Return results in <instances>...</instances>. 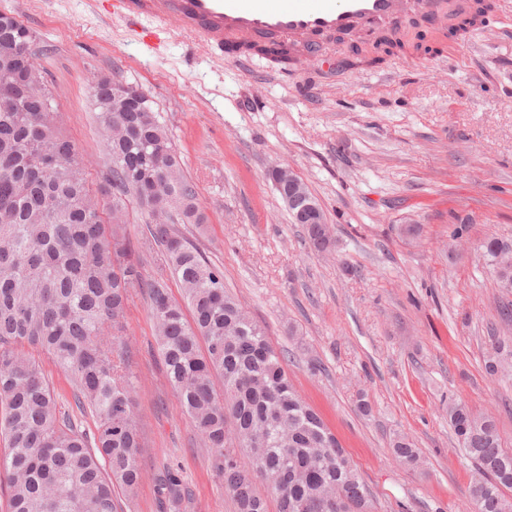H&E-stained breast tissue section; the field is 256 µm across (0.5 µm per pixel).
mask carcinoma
I'll return each instance as SVG.
<instances>
[{
	"mask_svg": "<svg viewBox=\"0 0 512 512\" xmlns=\"http://www.w3.org/2000/svg\"><path fill=\"white\" fill-rule=\"evenodd\" d=\"M33 32L14 21L0 32V454L7 512H118L117 494L142 478L137 386L123 347L128 303L147 294L166 378L202 447L232 494L237 512H268L255 491L264 479L277 512H372L366 489L345 449L294 388L284 355L224 290V273L177 228L202 224L203 211L181 159L155 113L115 96L96 97L107 168L102 183L115 199H99L76 144L54 112L38 71ZM436 46L383 38L359 64H380L398 52ZM167 213L147 225V242L166 256L170 276L147 278L131 246L128 203ZM322 223L303 225L317 251L333 244ZM497 278L512 280V240L481 245ZM178 281L181 298L171 294ZM501 367L506 339L492 338ZM61 371L72 403L62 409L47 367ZM459 451L474 470L468 488L475 512H512V450L502 447L496 418L466 404L448 405ZM91 419L94 427L83 422ZM252 455V469L237 449ZM395 459L419 464L406 437L392 441ZM157 512H186L191 490L179 466L154 477Z\"/></svg>",
	"mask_w": 512,
	"mask_h": 512,
	"instance_id": "1",
	"label": "carcinoma"
}]
</instances>
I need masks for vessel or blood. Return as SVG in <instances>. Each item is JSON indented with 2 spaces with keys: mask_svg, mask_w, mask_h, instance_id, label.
<instances>
[{
  "mask_svg": "<svg viewBox=\"0 0 512 512\" xmlns=\"http://www.w3.org/2000/svg\"><path fill=\"white\" fill-rule=\"evenodd\" d=\"M102 6L144 42L156 39L173 19L189 46L225 52L248 66L250 47L258 42L276 41L296 55L315 53L323 43L364 29L397 35L410 16L426 20L444 39L472 0H102Z\"/></svg>",
  "mask_w": 512,
  "mask_h": 512,
  "instance_id": "1",
  "label": "vessel or blood"
}]
</instances>
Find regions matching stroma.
Wrapping results in <instances>:
<instances>
[{
  "mask_svg": "<svg viewBox=\"0 0 512 512\" xmlns=\"http://www.w3.org/2000/svg\"><path fill=\"white\" fill-rule=\"evenodd\" d=\"M498 3L499 22L413 63L351 69L327 46L277 71L188 48L174 31L147 46L95 0H0L37 37V67L90 181L106 164L92 80L149 97L208 217L186 236L287 351L289 377L348 451L372 512H475L449 403L494 413L512 448V369H484L490 336L512 341V318L479 251L486 236L512 239V0ZM278 165L324 210L332 251H315L292 223L268 176ZM407 224L416 239L402 235ZM124 347L143 478L121 496L123 512H156L165 462L184 472L188 512H235L166 379L144 296L130 303ZM398 435L418 467L394 461Z\"/></svg>",
  "mask_w": 512,
  "mask_h": 512,
  "instance_id": "1",
  "label": "stroma"
}]
</instances>
